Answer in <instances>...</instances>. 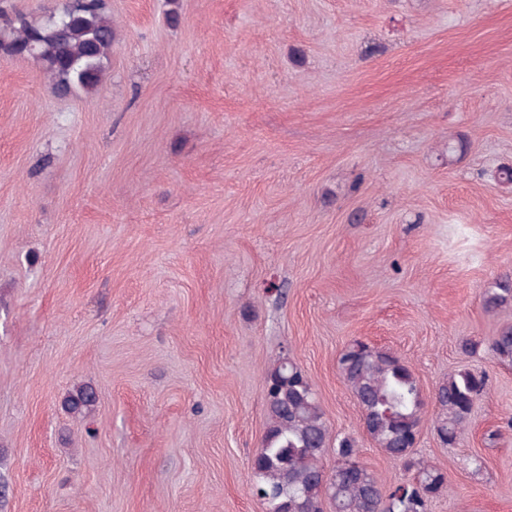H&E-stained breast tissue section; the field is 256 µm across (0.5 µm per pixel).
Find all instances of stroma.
Segmentation results:
<instances>
[{"mask_svg": "<svg viewBox=\"0 0 512 512\" xmlns=\"http://www.w3.org/2000/svg\"><path fill=\"white\" fill-rule=\"evenodd\" d=\"M178 3L171 27L166 0H110L90 96L0 55V512H265L282 355L407 481L340 375L356 339L416 375L430 512H512V365L487 347L512 305L483 306L512 278V0ZM464 368L487 388L445 447L434 393Z\"/></svg>", "mask_w": 512, "mask_h": 512, "instance_id": "35a3bbf8", "label": "stroma"}]
</instances>
